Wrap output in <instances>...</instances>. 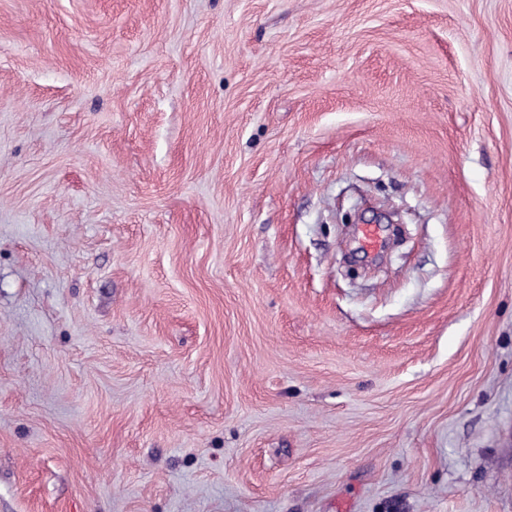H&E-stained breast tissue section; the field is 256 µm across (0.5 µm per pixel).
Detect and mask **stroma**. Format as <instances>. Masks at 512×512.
<instances>
[{
    "instance_id": "obj_1",
    "label": "stroma",
    "mask_w": 512,
    "mask_h": 512,
    "mask_svg": "<svg viewBox=\"0 0 512 512\" xmlns=\"http://www.w3.org/2000/svg\"><path fill=\"white\" fill-rule=\"evenodd\" d=\"M0 512H512V0H0Z\"/></svg>"
}]
</instances>
